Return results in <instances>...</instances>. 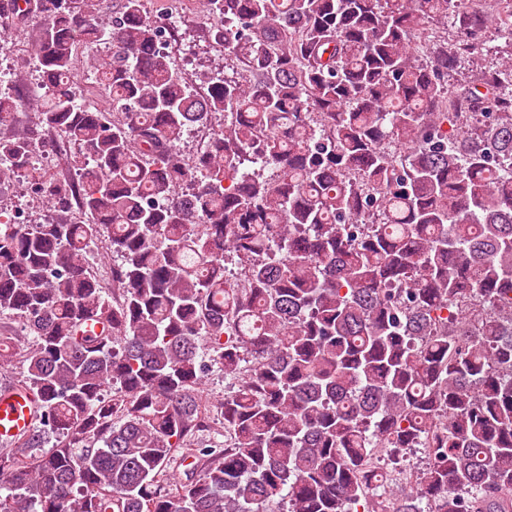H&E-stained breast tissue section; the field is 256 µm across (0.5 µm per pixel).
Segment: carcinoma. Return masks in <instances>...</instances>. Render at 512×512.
<instances>
[{"mask_svg":"<svg viewBox=\"0 0 512 512\" xmlns=\"http://www.w3.org/2000/svg\"><path fill=\"white\" fill-rule=\"evenodd\" d=\"M482 2L202 0L236 66L197 86L144 0L105 25L92 0H0V27L40 22L44 90L0 178L58 208L0 222V314L33 338L4 388L39 412L0 446V512H512V58L445 87L489 25L512 42ZM99 43L110 120L73 87ZM20 107L0 97V126ZM53 133L81 178L35 167ZM215 410L224 441L195 443ZM380 448L424 451L412 493ZM116 255L112 256L108 249V238L101 236L89 257L90 270L99 277L112 291V266L119 264ZM228 381H224V375L218 369L212 372L204 379L200 394L207 401H214L224 398V393L229 390Z\"/></svg>","mask_w":512,"mask_h":512,"instance_id":"carcinoma-1","label":"carcinoma"}]
</instances>
